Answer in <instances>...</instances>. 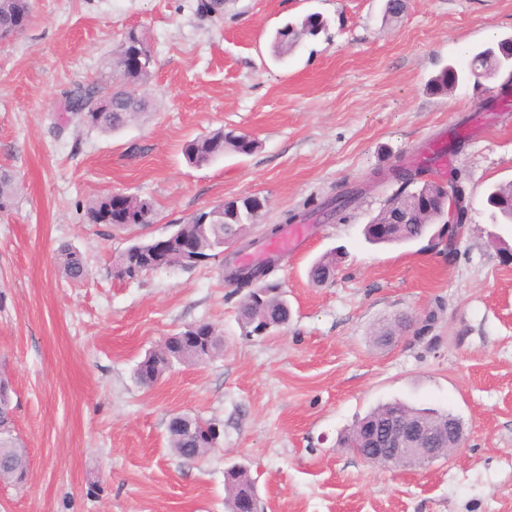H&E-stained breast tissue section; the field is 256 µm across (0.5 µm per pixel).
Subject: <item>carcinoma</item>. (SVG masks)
Instances as JSON below:
<instances>
[{
  "instance_id": "obj_1",
  "label": "carcinoma",
  "mask_w": 512,
  "mask_h": 512,
  "mask_svg": "<svg viewBox=\"0 0 512 512\" xmlns=\"http://www.w3.org/2000/svg\"><path fill=\"white\" fill-rule=\"evenodd\" d=\"M31 16L30 0H0V42L10 41L25 31ZM325 29V24L317 15H308L298 23L287 22L279 28L272 42V52L277 58L288 55L296 44L309 37L317 36ZM509 39L504 38L494 47L477 48L470 55L469 69L464 75L458 73L453 65L442 69L430 81L431 89L436 93H446L453 89L461 80L476 79V70L495 69L497 71L512 67V60L499 53L500 47L508 45ZM154 63L153 51L149 38L138 32L133 37L123 38L113 50L108 63L109 72L121 73L122 83L111 84L108 79L86 86L72 89L64 100L65 111L80 110L83 124L98 133L110 134L127 126L150 112L149 102L134 93L140 86L146 85L152 76ZM103 100L112 101V111L100 110ZM254 140H243L233 131L218 128L206 135L189 141L184 148V155L194 166H204L226 154H249L255 151ZM405 176H395L393 180L400 183V192L391 201L402 208L405 220L392 230V236L380 238L376 234L375 224L366 226V235L370 241L378 244L407 243L422 238L428 226L441 218L437 210L442 202H437L434 211L423 213L413 205L414 183L423 170L407 167L402 169ZM20 186L16 177L8 170L0 171V210L10 208L19 195ZM491 203L493 217L502 224H512V182L492 186L487 192ZM135 214L140 216L138 223L149 224L153 216V204L148 199L132 198ZM261 208L251 199L242 203L231 201L212 208L209 212L194 215L184 224L177 225L169 235V244L165 257L171 266L190 268L197 263L224 252V242L243 230L247 224L258 220ZM87 219L91 224L105 226L119 225L120 219L112 213L106 198L92 203L87 210ZM192 240L198 247L197 260H182L181 244ZM154 240H138L132 242L116 258L115 264L122 267L138 266L151 259ZM59 260L64 274L68 279L78 282L88 275L83 255L70 246H63L58 251ZM333 274V259L323 256L316 260L310 269V278L315 284L327 282ZM265 295L262 299L250 304L242 303L240 316L244 324L258 330L263 326H275L288 320V300L283 295L281 285L275 282L264 284ZM196 329L198 336H186L179 333L172 337L161 350V354H149L138 365V380L149 387L169 369L173 363L197 362L203 355L212 358L222 345L220 334L209 323H199ZM11 395L8 381L0 376V483L19 485L26 481L28 474V458L24 444L13 434L11 419ZM396 411L411 414L429 430L434 432L448 426L450 414L427 411L410 407L401 402H390L380 405L363 418L359 419L339 439L343 448L363 447L364 432L367 427L377 423L384 416ZM168 434L171 447L186 459H194L206 453L205 443L196 441L184 434L179 424L168 423ZM224 486L228 494V508H233V493H243L250 486L249 475L245 471H227L224 473Z\"/></svg>"
}]
</instances>
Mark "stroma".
<instances>
[{
  "mask_svg": "<svg viewBox=\"0 0 512 512\" xmlns=\"http://www.w3.org/2000/svg\"><path fill=\"white\" fill-rule=\"evenodd\" d=\"M35 0L16 40L0 44V167L21 190L0 211V373L29 459L24 486L0 485V512H227L224 472L244 466L260 512H512V224H495L485 190L512 182V74L443 95L427 83L472 47L512 37V0ZM317 13L326 29L283 59L277 28ZM132 27L155 55L139 87L148 116L108 135L62 121L64 95L104 77ZM485 110L450 165L468 202L453 251L440 225L401 245L363 229L400 191L379 171L414 166L417 151ZM258 147L194 167L187 141L217 128ZM357 186L333 218L319 204ZM114 192L149 199L151 223L104 230L85 212ZM265 204L246 239L296 213L306 239L281 254L270 279L288 294L287 324L248 335L242 292L215 257L133 279L114 260L132 241L222 203ZM79 250L89 276L73 283L56 260ZM335 255L332 282L308 278ZM390 346L372 332L409 314ZM208 323L222 353L176 363L143 386L138 363L187 326ZM448 412L465 441L416 468L372 464L338 438L380 404ZM216 423L203 458L171 449L168 421Z\"/></svg>",
  "mask_w": 512,
  "mask_h": 512,
  "instance_id": "obj_1",
  "label": "stroma"
}]
</instances>
